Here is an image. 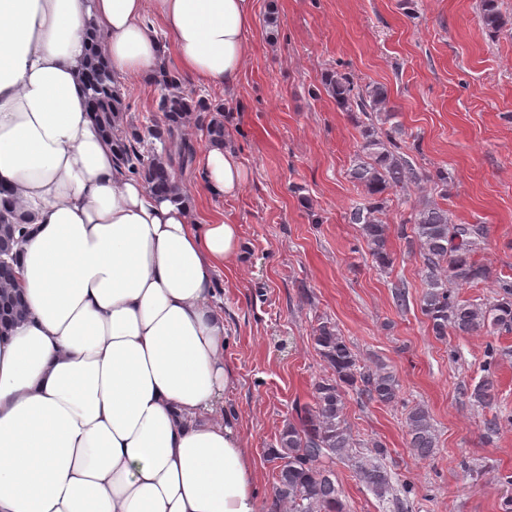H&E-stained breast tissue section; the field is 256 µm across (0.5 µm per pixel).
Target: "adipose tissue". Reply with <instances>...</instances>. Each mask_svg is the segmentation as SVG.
Wrapping results in <instances>:
<instances>
[{
  "mask_svg": "<svg viewBox=\"0 0 512 512\" xmlns=\"http://www.w3.org/2000/svg\"><path fill=\"white\" fill-rule=\"evenodd\" d=\"M254 0H0V183L29 219L27 319L0 337V512H261L224 362L217 279L240 228L200 222L113 156L79 67L92 39L117 80L238 77ZM203 188L250 178L208 147Z\"/></svg>",
  "mask_w": 512,
  "mask_h": 512,
  "instance_id": "adipose-tissue-1",
  "label": "adipose tissue"
}]
</instances>
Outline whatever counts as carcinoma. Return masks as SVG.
I'll list each match as a JSON object with an SVG mask.
<instances>
[{
    "label": "carcinoma",
    "mask_w": 512,
    "mask_h": 512,
    "mask_svg": "<svg viewBox=\"0 0 512 512\" xmlns=\"http://www.w3.org/2000/svg\"><path fill=\"white\" fill-rule=\"evenodd\" d=\"M480 12L484 27L491 33L512 25L500 11L498 0H480ZM81 81L88 107L111 141L116 161L158 193L179 194L175 168H188L195 161L196 148L185 137V127L200 124L209 145H224L223 107L183 89L179 75L164 67L155 77L157 116L144 123L128 120L123 87L95 48L84 61ZM324 88L338 107L354 115L361 128L362 141L351 160L349 177L362 186L364 199L351 211L350 222L359 225L372 262L386 270L394 262L388 248V225L383 220L390 194L418 188L425 182L444 185L448 173L423 172L408 159L401 128H383L393 117L385 86L360 87L347 74L336 71L325 79ZM8 193L9 188L0 183V250L5 246L11 249L10 261L0 262V336L8 335L27 315L14 272L25 227L4 198ZM409 223L423 258L426 290L421 312L433 335L443 338L450 330L460 336L512 331V280L497 278L499 291L488 303L462 300L448 287L450 282L466 285L490 277L489 269L472 258L477 249L475 231L466 224L451 223L448 209L430 202L416 210ZM313 342L331 375L314 384L312 403L295 405V417L283 425L269 453L275 474L274 512H281L283 507L288 512H345L334 480L336 461L344 458L352 461L358 479L378 498L394 493L391 476L379 463L386 455L383 444L372 443L368 456L352 452L345 409L351 391L371 402H397L400 388L396 375L383 365L360 367L349 343L328 321L318 322ZM470 397L484 408L495 406L492 376L486 375ZM406 425L414 454L421 459L431 456L437 438L428 410L420 404L413 406L406 415Z\"/></svg>",
    "instance_id": "cac0c4a2"
}]
</instances>
